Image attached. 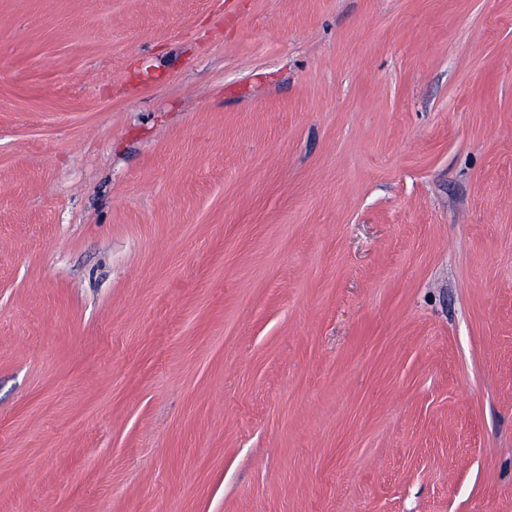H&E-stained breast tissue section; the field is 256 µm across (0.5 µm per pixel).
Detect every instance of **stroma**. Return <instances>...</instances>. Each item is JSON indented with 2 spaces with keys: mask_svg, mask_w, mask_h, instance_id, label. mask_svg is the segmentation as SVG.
<instances>
[{
  "mask_svg": "<svg viewBox=\"0 0 512 512\" xmlns=\"http://www.w3.org/2000/svg\"><path fill=\"white\" fill-rule=\"evenodd\" d=\"M0 512H512V0H0Z\"/></svg>",
  "mask_w": 512,
  "mask_h": 512,
  "instance_id": "1",
  "label": "stroma"
}]
</instances>
